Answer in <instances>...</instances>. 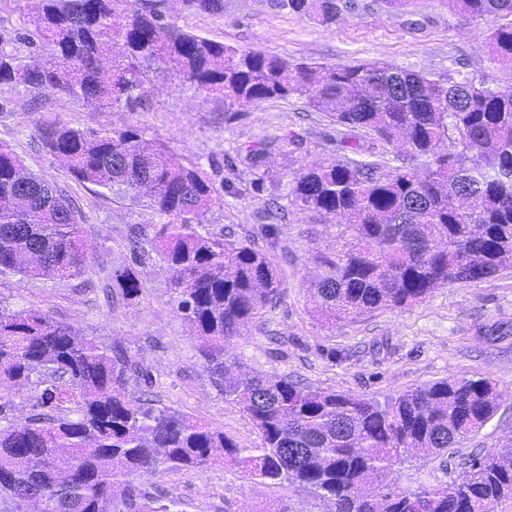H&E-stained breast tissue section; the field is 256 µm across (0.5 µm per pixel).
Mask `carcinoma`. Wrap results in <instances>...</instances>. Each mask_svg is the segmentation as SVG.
<instances>
[{"instance_id":"obj_1","label":"carcinoma","mask_w":512,"mask_h":512,"mask_svg":"<svg viewBox=\"0 0 512 512\" xmlns=\"http://www.w3.org/2000/svg\"><path fill=\"white\" fill-rule=\"evenodd\" d=\"M34 32L19 39L52 47L19 57L0 47V83L51 87L97 108H145V84L166 77L224 105L299 95L334 124L362 128L426 166L389 177L385 165L345 157L295 175L307 210H340L353 241L322 262L309 282L326 320L355 321L424 300L447 283L495 277L512 266V87L448 70L425 75L386 63L330 69L260 51H237L165 21L131 0H38ZM472 18L505 12L512 0H451ZM281 8L330 21L335 0H278ZM495 56L512 62V26L493 35ZM44 150L70 173L115 194L142 198L171 218L155 231L171 271L178 310L200 341L212 381L253 421L262 447L246 451L224 432L174 408L125 395L137 371L118 343L80 339L36 312L0 306V387L26 385L33 414L10 420L0 401V500L40 512H171L125 477L166 465L230 463L260 480L316 491L332 512H491L512 498V437L477 453L449 482L412 492L382 484L402 455L457 447L497 413L501 392L486 379L441 380L383 404L263 376L230 354L240 328L282 292L278 266L250 244L207 236L200 217L215 200L211 179L176 162L136 128L45 125ZM450 139L462 144L442 152ZM0 144V273L72 279L87 273L75 200L32 177ZM470 205L458 204L461 190Z\"/></svg>"}]
</instances>
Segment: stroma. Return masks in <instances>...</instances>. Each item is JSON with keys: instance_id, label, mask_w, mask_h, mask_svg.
<instances>
[{"instance_id": "stroma-1", "label": "stroma", "mask_w": 512, "mask_h": 512, "mask_svg": "<svg viewBox=\"0 0 512 512\" xmlns=\"http://www.w3.org/2000/svg\"><path fill=\"white\" fill-rule=\"evenodd\" d=\"M326 22L312 13L276 7L275 0H224L220 12L187 9L167 0L169 22L235 50H257L297 63L342 68L375 61L417 72L450 69L492 75L512 84V66L492 64V36L512 25V15L473 19L450 0H339ZM36 0H0V47L28 56L18 32L30 29ZM149 110H97L52 89L30 91L0 83V144L19 156L27 172L44 178L84 213L82 236L89 270L72 280L28 279L0 273V304L36 310L73 327L101 345L118 341L141 369L127 396L153 400L205 420L241 448H257L261 436L249 417L212 382L199 341L177 309L171 272L139 228L159 221L142 201L82 184L65 163L43 149L38 126L82 129L135 127L164 143L182 163L196 164L220 191L202 218V229L246 241L277 262L284 293L234 340L236 357L253 370L285 376L314 389L384 400L448 378H488L502 393L497 414L459 447L440 457L406 456L386 475L387 484L414 491L459 473L462 458L497 447L512 435V268L495 278L439 286L422 303L383 309L354 322L326 321L315 313L308 282L323 258L352 238L346 217L318 216L296 201L297 172L329 165L343 153L327 114L293 96L260 105L225 108L175 80L149 85ZM363 156L386 162L387 173L411 162L396 146L364 129L346 130ZM268 152L253 167L249 152ZM262 190H254L256 179ZM147 253L130 262L132 240ZM133 268L140 291L126 298L112 276ZM132 483L179 512H330L316 493L285 483L262 482L242 470L217 465L204 470L138 471Z\"/></svg>"}]
</instances>
